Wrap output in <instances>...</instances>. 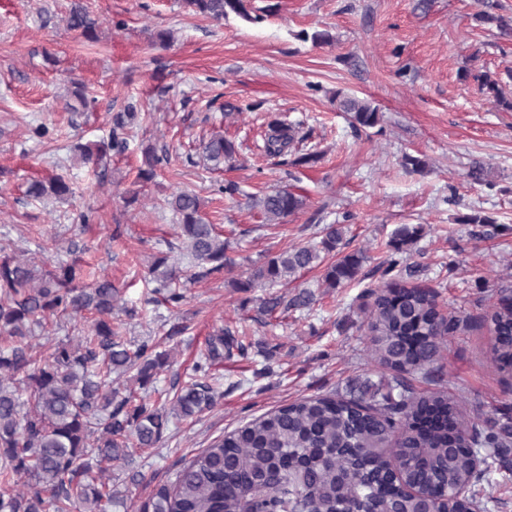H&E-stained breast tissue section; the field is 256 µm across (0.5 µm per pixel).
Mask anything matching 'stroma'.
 Returning <instances> with one entry per match:
<instances>
[{
    "label": "stroma",
    "mask_w": 512,
    "mask_h": 512,
    "mask_svg": "<svg viewBox=\"0 0 512 512\" xmlns=\"http://www.w3.org/2000/svg\"><path fill=\"white\" fill-rule=\"evenodd\" d=\"M487 1L432 0L424 12L418 0H251L254 12L275 8L253 23L191 15L180 0H81L99 22L88 42L65 27L71 0H0V244L38 264L77 260L91 278L112 281L124 344L170 354L151 387L120 380L150 404L188 382L218 328L242 337L243 352L209 371L219 394L213 408L171 420L159 447L131 449L114 464L112 483L135 512L213 439L275 407L348 396L357 379L387 388L393 373L371 363L366 321L370 290L390 280L387 243L403 224L424 227L410 256L419 268L412 285L432 289L440 311L463 320L438 375L413 374L410 383L444 388L477 421L512 418V377L489 362L488 320L500 288L512 287V110L481 80L493 75L512 99V39L477 21ZM317 29L335 42L302 39ZM162 30L174 35L169 46L156 38ZM81 85L95 102L74 112ZM340 92L372 101L380 123L354 131L336 107ZM218 93L239 113L210 106ZM131 110L139 117L126 147L108 151L98 183L75 147L108 141L116 117ZM274 116L298 125L293 150L318 154L316 163L285 166L265 152ZM42 125L44 138L35 133ZM217 132L235 143V168L212 170L201 159L200 142ZM150 148L163 162L145 182L138 173ZM407 154L421 157L424 170H406ZM477 163L480 183L468 176ZM53 175L69 182L71 198L27 196L31 181ZM227 180L239 188L230 197L216 190ZM278 188L306 205L270 226L248 201ZM177 189L205 199V217L223 227L238 266L185 282L180 303H152L145 277L154 260L191 268L166 204ZM475 213L488 223H461ZM339 223L341 252L367 255L354 282L327 290L320 270L304 273L297 284L316 303L272 314L261 307L268 289L231 288L250 262L316 243L324 225Z\"/></svg>",
    "instance_id": "1"
}]
</instances>
